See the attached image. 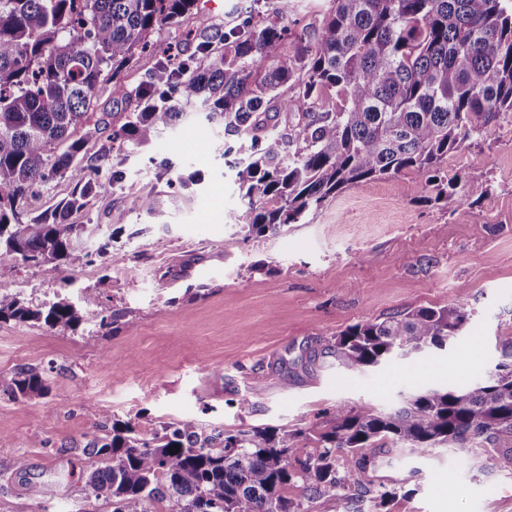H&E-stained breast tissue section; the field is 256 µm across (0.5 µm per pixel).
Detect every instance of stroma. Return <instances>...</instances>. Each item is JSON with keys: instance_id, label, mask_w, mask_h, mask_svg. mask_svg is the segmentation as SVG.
Instances as JSON below:
<instances>
[{"instance_id": "35a3bbf8", "label": "stroma", "mask_w": 512, "mask_h": 512, "mask_svg": "<svg viewBox=\"0 0 512 512\" xmlns=\"http://www.w3.org/2000/svg\"><path fill=\"white\" fill-rule=\"evenodd\" d=\"M220 2L198 0L196 14L161 25L151 42L190 55L204 24L232 27L249 5L275 6ZM328 6L295 0L282 55L314 41ZM155 62L136 53L94 99L93 118L120 126ZM104 152L102 178L118 168L122 182L69 217L89 263L72 273L0 269V293L47 305L80 302L87 288L118 315L104 332L92 321L52 330L0 322V375L30 367L49 386L39 398L0 391V512H112L86 499L80 476L97 465L84 446L113 421L145 413L208 430H306L340 404L389 412L414 390L474 383L500 359L496 337L512 336V121L448 157L461 190L489 188L479 203H422L425 188L404 173L347 188L305 223L250 238L239 224V155L226 152L223 125L191 114L143 147L104 136L84 147L89 158ZM461 288L470 318L445 349L360 371L325 352L349 325L449 306ZM248 390L251 405L239 406ZM363 480L396 488L391 512H512V454L478 444L399 449ZM48 483L58 489L50 501L40 494Z\"/></svg>"}]
</instances>
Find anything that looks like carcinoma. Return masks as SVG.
Instances as JSON below:
<instances>
[{"instance_id":"carcinoma-1","label":"carcinoma","mask_w":512,"mask_h":512,"mask_svg":"<svg viewBox=\"0 0 512 512\" xmlns=\"http://www.w3.org/2000/svg\"><path fill=\"white\" fill-rule=\"evenodd\" d=\"M293 2L213 29L196 46L198 59L176 64L161 52L136 90L139 109L112 129V141L147 145L200 103L225 136L248 144L236 176L250 237L300 222L346 188L403 172L428 190L424 201L466 204L470 194H456L448 178V154L512 118V0H331L314 42L275 62ZM196 9L197 0H0V268L87 263L72 246L81 225L67 217L105 184L101 166L82 165L85 144L102 133L91 102L105 71L117 75L135 51L152 48L157 27ZM272 109L300 111L305 122L287 137ZM57 177L74 182L70 197L49 214H27L21 202ZM83 301L84 310L63 300L39 307L1 293L0 321L107 327L98 297L87 292ZM467 306L462 290L450 306L354 324L327 350L355 371L443 349L466 326ZM500 350L494 371L464 389L425 387L390 413L339 405L309 431L208 433L193 420L158 429L145 414L114 422L112 433L86 443L99 466L81 479L112 512H301L290 488L339 505L362 490L373 464L362 448H511L512 336ZM0 388L15 398L49 391L42 374L23 370L1 376Z\"/></svg>"}]
</instances>
